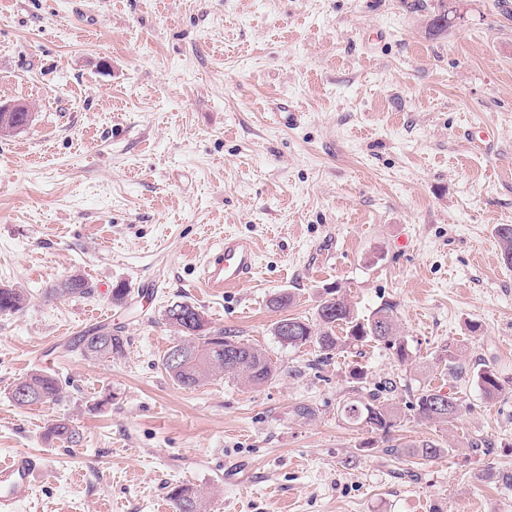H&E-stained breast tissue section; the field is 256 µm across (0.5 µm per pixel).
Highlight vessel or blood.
<instances>
[{
	"label": "vessel or blood",
	"mask_w": 512,
	"mask_h": 512,
	"mask_svg": "<svg viewBox=\"0 0 512 512\" xmlns=\"http://www.w3.org/2000/svg\"><path fill=\"white\" fill-rule=\"evenodd\" d=\"M256 261L257 254L247 238L225 236L222 248L204 264L203 286L215 294L238 287L252 275ZM42 469L41 456L30 452L0 462V512H19L33 495L35 479Z\"/></svg>",
	"instance_id": "obj_1"
}]
</instances>
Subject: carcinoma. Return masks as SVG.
I'll list each match as a JSON object with an SVG mask.
<instances>
[{
	"instance_id": "1",
	"label": "carcinoma",
	"mask_w": 512,
	"mask_h": 512,
	"mask_svg": "<svg viewBox=\"0 0 512 512\" xmlns=\"http://www.w3.org/2000/svg\"><path fill=\"white\" fill-rule=\"evenodd\" d=\"M497 236L502 258L512 265V225L497 227ZM94 293V286L82 275H70L47 291L49 296L73 295L86 297ZM26 303L25 294L9 286L0 287V313L17 312ZM202 313L197 307L186 302H174L164 312L166 323L176 328L180 339L163 356L162 366L169 377L184 388H194L211 377H226L243 382L248 386H260L271 380L276 373L272 360L259 348L231 336L222 330L201 329ZM288 326V335L281 333L282 325ZM345 329V336L336 335V328ZM273 334L278 341L288 347L299 348L314 344L320 351L330 355L344 347H357L374 342L389 350L401 364L411 361L408 341L400 334L394 306L384 304L366 317L359 316L348 299L342 293L331 294L318 305L315 322H306L300 318H286L276 322ZM127 339L124 336L107 331L103 336L99 330L78 337L73 349L87 358H110L121 356L125 352ZM180 351L183 363L174 366L170 356ZM439 362L448 375L454 379L464 373L455 349L442 350ZM476 381L484 397L495 400L506 392L497 372L485 366L476 372ZM392 387L376 386L368 395L344 403L341 413L353 425H361L373 432L387 433L399 418L398 406L382 398V394L391 393ZM440 388L421 389L414 401L408 404L417 418L433 424H448L460 414L462 404L453 393L446 396V405L434 408L435 395ZM62 398V387L56 378L47 372H35L20 379L12 388L11 399L22 408L35 404L57 402ZM47 438L63 443L75 441L77 431L64 420L52 423L46 432ZM388 456L418 458L430 460L446 452L433 441L414 443L402 448L391 446L384 449ZM169 499L174 512H205L203 496L183 486L171 489Z\"/></svg>"
}]
</instances>
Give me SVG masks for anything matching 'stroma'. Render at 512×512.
<instances>
[{"instance_id":"35a3bbf8","label":"stroma","mask_w":512,"mask_h":512,"mask_svg":"<svg viewBox=\"0 0 512 512\" xmlns=\"http://www.w3.org/2000/svg\"><path fill=\"white\" fill-rule=\"evenodd\" d=\"M456 6L432 36L419 0H0V104L34 108L0 137V286L27 296L0 313V456L45 462L20 512H172L177 485L206 512H512V267L496 235L512 224V0ZM228 234L255 242L258 267L212 295L200 266ZM70 274L94 295L47 297ZM336 287L362 316L392 304L412 363L277 341V321L314 319ZM180 301L267 354L273 379L172 381L163 314ZM104 324L124 355L72 350ZM448 346L463 408L440 426L405 404L445 384ZM357 364L397 383L394 444L452 453L370 447L340 414ZM485 364L509 386L494 401L473 378ZM36 370L62 400L15 406ZM57 420L76 442L46 440ZM232 464L243 481L225 480ZM391 448H384L383 451L388 456L400 457L406 456L409 458H418L421 460H430L440 456L441 454L448 451H453V448H441L439 444L433 441H426L421 443H414L404 446V448H398L394 445L388 446Z\"/></svg>"}]
</instances>
